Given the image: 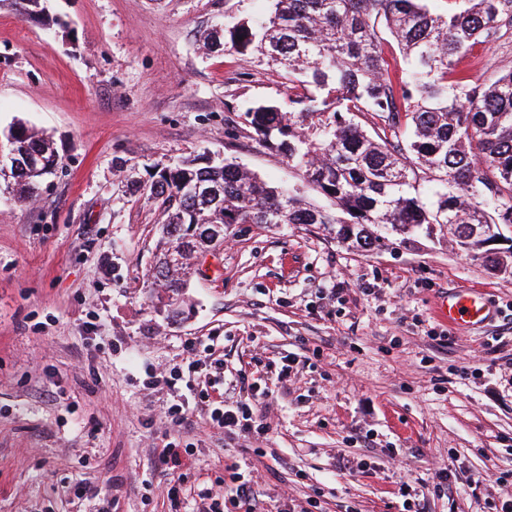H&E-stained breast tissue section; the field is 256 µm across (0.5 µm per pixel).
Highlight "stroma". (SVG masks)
<instances>
[{
  "mask_svg": "<svg viewBox=\"0 0 512 512\" xmlns=\"http://www.w3.org/2000/svg\"><path fill=\"white\" fill-rule=\"evenodd\" d=\"M44 6L53 24L0 0V137L24 124L62 158L36 201L0 197V512H95L107 497L112 512H170L167 485L223 490L235 461L265 470V512L318 491L325 512H388L400 481H431L440 467L448 487L426 512L501 500L512 273H491L448 229L392 232L365 252L316 224H235L198 259L181 320L149 306L161 216L119 192L120 167L207 151L274 185L302 181L253 140L246 115L257 101L287 104V80L251 56L201 48L225 14L263 15L266 0ZM470 287L495 316L438 324L437 297ZM192 339L214 346L200 373H243L269 390L265 456L199 417L161 428L163 401L185 384L145 389V367L181 363ZM170 442L185 450L179 469L151 466Z\"/></svg>",
  "mask_w": 512,
  "mask_h": 512,
  "instance_id": "1",
  "label": "stroma"
}]
</instances>
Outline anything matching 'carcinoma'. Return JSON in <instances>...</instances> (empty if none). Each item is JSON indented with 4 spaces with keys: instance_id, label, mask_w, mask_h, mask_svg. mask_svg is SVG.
Segmentation results:
<instances>
[{
    "instance_id": "cac0c4a2",
    "label": "carcinoma",
    "mask_w": 512,
    "mask_h": 512,
    "mask_svg": "<svg viewBox=\"0 0 512 512\" xmlns=\"http://www.w3.org/2000/svg\"><path fill=\"white\" fill-rule=\"evenodd\" d=\"M269 0L260 18L224 25V50L252 54L296 90L288 112L250 107L256 142L281 152L329 205L292 186H272L226 159L205 155L153 165L133 187L162 216L146 288L166 318L182 314L198 255L224 243L233 224H321L358 249L380 245L376 225L407 234L438 224L489 269L512 265L471 238L472 224H512V69L483 80L460 67L477 44L512 40V0ZM23 17L41 0H14ZM392 38L406 59L390 69ZM383 122L394 139H374L361 118ZM31 167L9 177L14 198L39 195L61 163L53 143L18 125L9 130ZM433 184L424 202L421 183Z\"/></svg>"
}]
</instances>
